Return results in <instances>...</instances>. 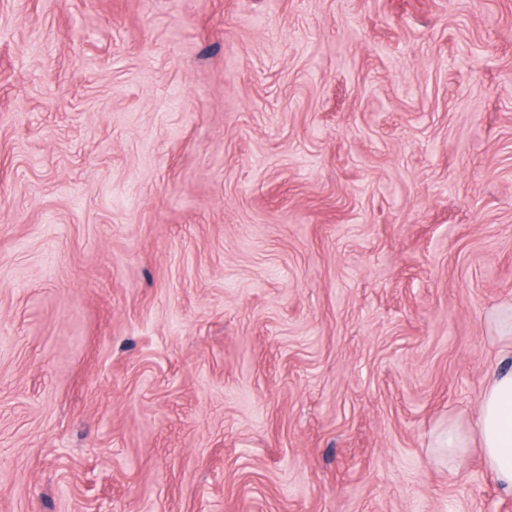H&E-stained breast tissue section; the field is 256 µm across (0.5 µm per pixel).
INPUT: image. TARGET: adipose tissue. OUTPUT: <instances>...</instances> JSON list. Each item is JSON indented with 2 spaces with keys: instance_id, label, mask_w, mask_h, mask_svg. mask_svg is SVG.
<instances>
[{
  "instance_id": "1",
  "label": "adipose tissue",
  "mask_w": 512,
  "mask_h": 512,
  "mask_svg": "<svg viewBox=\"0 0 512 512\" xmlns=\"http://www.w3.org/2000/svg\"><path fill=\"white\" fill-rule=\"evenodd\" d=\"M475 431L487 471L512 493V368L500 371L485 389Z\"/></svg>"
}]
</instances>
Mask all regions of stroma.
I'll use <instances>...</instances> for the list:
<instances>
[{"mask_svg": "<svg viewBox=\"0 0 512 512\" xmlns=\"http://www.w3.org/2000/svg\"><path fill=\"white\" fill-rule=\"evenodd\" d=\"M511 348L512 0H0V512H512ZM475 431L487 471L512 493V368L500 371L485 389ZM433 448L442 456H447L448 461L461 455L467 448L465 436L453 428H448L437 435L433 442Z\"/></svg>", "mask_w": 512, "mask_h": 512, "instance_id": "obj_1", "label": "stroma"}]
</instances>
